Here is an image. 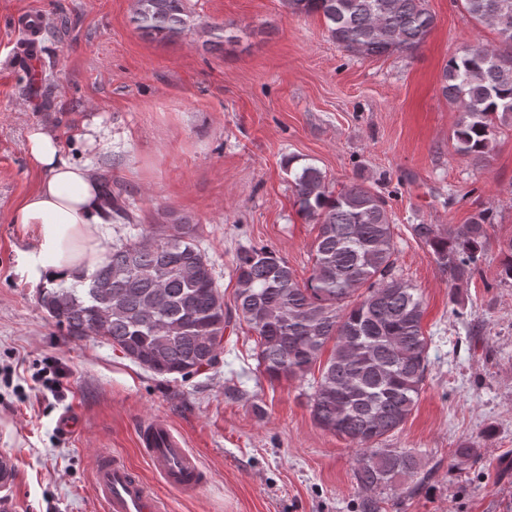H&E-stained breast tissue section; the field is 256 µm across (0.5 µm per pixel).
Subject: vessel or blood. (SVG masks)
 Wrapping results in <instances>:
<instances>
[{"instance_id": "b4317fda", "label": "vessel or blood", "mask_w": 512, "mask_h": 512, "mask_svg": "<svg viewBox=\"0 0 512 512\" xmlns=\"http://www.w3.org/2000/svg\"><path fill=\"white\" fill-rule=\"evenodd\" d=\"M40 23V16L35 12L14 18L18 63L27 66L35 60L39 52ZM137 440L141 455L167 487L191 496L206 486L207 478L197 457L166 421L153 418L143 422ZM91 488L103 512H167L165 502L149 492L142 475L132 466L113 460L106 450L98 454Z\"/></svg>"}]
</instances>
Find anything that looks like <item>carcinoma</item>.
Instances as JSON below:
<instances>
[{
	"label": "carcinoma",
	"mask_w": 512,
	"mask_h": 512,
	"mask_svg": "<svg viewBox=\"0 0 512 512\" xmlns=\"http://www.w3.org/2000/svg\"><path fill=\"white\" fill-rule=\"evenodd\" d=\"M287 2L294 13L321 14L328 36L362 57L411 53L434 25L427 0ZM462 2L499 35L496 48L464 46L442 75V95L463 112L454 131L457 151L482 161L495 120L512 116V0ZM132 21L144 35L171 41L186 29L183 0H135ZM293 177L301 212L319 226L313 272L302 285L275 250L251 247L237 255L234 309H224L197 242L199 225L175 217L158 233L113 245L89 277L41 287L38 301L65 335L97 336L162 377L184 379L215 366L235 316L257 332V368L271 379H304L333 343L310 395L311 413L322 429L355 445L362 512H379L373 494L395 491L397 481L421 469L414 453L378 444L407 420L427 377L423 300L396 273L385 198L361 185L334 196L312 164ZM102 206L117 221H133L108 179ZM490 223L491 211L480 209L467 224L411 230L456 288L478 272Z\"/></svg>",
	"instance_id": "1"
}]
</instances>
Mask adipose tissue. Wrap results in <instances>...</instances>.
<instances>
[{"label":"adipose tissue","mask_w":512,"mask_h":512,"mask_svg":"<svg viewBox=\"0 0 512 512\" xmlns=\"http://www.w3.org/2000/svg\"><path fill=\"white\" fill-rule=\"evenodd\" d=\"M27 147L42 179L15 207L10 221L36 231L37 276L69 284L91 275L110 249L101 179L92 161L72 158L52 133L32 130Z\"/></svg>","instance_id":"adipose-tissue-1"}]
</instances>
